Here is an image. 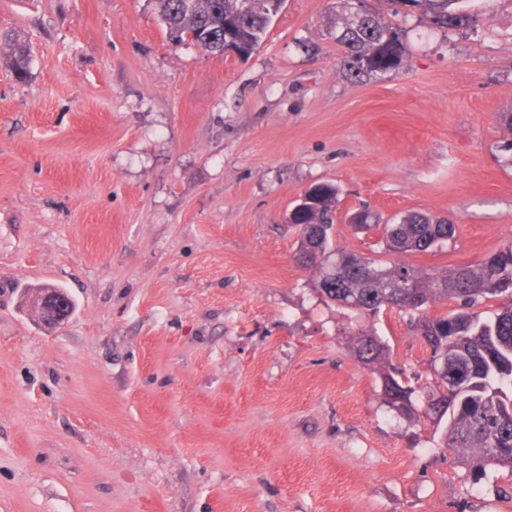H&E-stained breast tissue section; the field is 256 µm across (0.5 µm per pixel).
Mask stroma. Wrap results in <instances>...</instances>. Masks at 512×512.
Returning <instances> with one entry per match:
<instances>
[{
	"label": "stroma",
	"mask_w": 512,
	"mask_h": 512,
	"mask_svg": "<svg viewBox=\"0 0 512 512\" xmlns=\"http://www.w3.org/2000/svg\"><path fill=\"white\" fill-rule=\"evenodd\" d=\"M369 6L408 55L353 81L336 0H286L246 58L173 43L150 0H0V512H512V470L424 418L410 313L337 305L294 260L322 184L349 251L380 249L363 204L447 217L402 257L431 271L512 244V0H478L473 32ZM45 284L76 304L54 329L21 301ZM365 331L416 418L356 358ZM352 346L356 357L365 365L377 368L381 381L390 382L389 391L399 396L405 403L397 405L393 401H387L393 409L402 412V416L410 418L416 412L412 397L416 390L409 385V382L403 377V372L398 370L390 360L389 345L383 343L381 339L373 334L362 332L352 339ZM387 391L386 395L391 396Z\"/></svg>",
	"instance_id": "1"
}]
</instances>
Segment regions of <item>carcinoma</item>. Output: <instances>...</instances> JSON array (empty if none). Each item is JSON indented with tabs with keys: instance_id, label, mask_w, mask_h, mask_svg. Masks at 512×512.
<instances>
[{
	"instance_id": "cac0c4a2",
	"label": "carcinoma",
	"mask_w": 512,
	"mask_h": 512,
	"mask_svg": "<svg viewBox=\"0 0 512 512\" xmlns=\"http://www.w3.org/2000/svg\"><path fill=\"white\" fill-rule=\"evenodd\" d=\"M170 40L191 37L203 50L224 55V40L231 35L242 42L248 57L265 40L279 0H152ZM420 18L439 29L460 31L476 26L478 18L467 7L470 0H413ZM337 10L329 33L343 48L346 74L361 80L400 68L408 54L399 26L371 10L360 19L351 0H336ZM10 64L16 76L28 72L30 50L16 43ZM309 203L295 209L288 223L298 231L295 262L318 273L316 287L331 301H353L355 309L376 315L390 308L420 310L435 301L455 300L458 308L430 317L421 314L415 329L433 355L448 356V372L435 378L430 401L446 405L450 423L446 447L483 469L489 465L512 468V307L491 317L474 311L484 301L512 289V244L475 265H456L445 271L429 270L381 258L364 257L333 243L339 203L338 191L319 185L307 191ZM399 224L380 225L376 214L363 207L348 220L358 232L383 227L382 253L426 252L455 235L448 218L427 212H409ZM409 278L412 286L388 285ZM356 357L378 369L380 379L404 403L389 406L409 418L416 412L415 388L390 360L389 345L361 333L352 339Z\"/></svg>"
}]
</instances>
